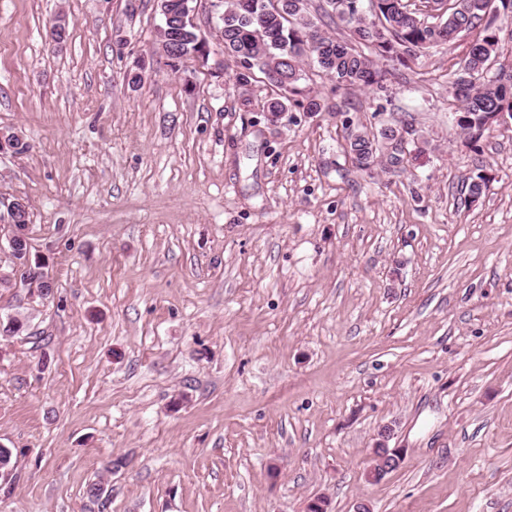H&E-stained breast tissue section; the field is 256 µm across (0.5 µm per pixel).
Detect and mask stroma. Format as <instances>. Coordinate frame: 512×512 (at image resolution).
Masks as SVG:
<instances>
[{"label": "stroma", "mask_w": 512, "mask_h": 512, "mask_svg": "<svg viewBox=\"0 0 512 512\" xmlns=\"http://www.w3.org/2000/svg\"><path fill=\"white\" fill-rule=\"evenodd\" d=\"M194 23L220 70L167 66L158 0H0V197L53 275L0 220V512H512V120L475 149L452 120L474 33L379 87L305 64L322 111L272 123ZM349 124L405 140L365 172ZM8 242L9 248L12 252V256L15 259L17 270L25 271L32 269L30 249L28 248V244L26 245L25 239L23 237H19L13 231V234L9 238ZM32 270L36 272V280L34 281V283L38 285L40 291L41 288H45L46 293L44 295H49L51 292V286H48V288H46V285L51 283V277L48 275L47 272L41 269Z\"/></svg>", "instance_id": "35a3bbf8"}]
</instances>
